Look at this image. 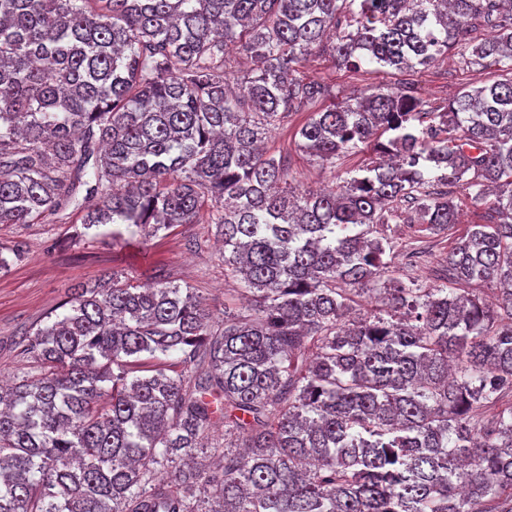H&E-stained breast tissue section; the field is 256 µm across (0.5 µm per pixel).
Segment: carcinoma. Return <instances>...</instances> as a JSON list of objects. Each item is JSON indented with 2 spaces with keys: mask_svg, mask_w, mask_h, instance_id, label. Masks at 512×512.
Returning <instances> with one entry per match:
<instances>
[{
  "mask_svg": "<svg viewBox=\"0 0 512 512\" xmlns=\"http://www.w3.org/2000/svg\"><path fill=\"white\" fill-rule=\"evenodd\" d=\"M327 39L355 71L452 53L506 78L442 109L412 84L339 102L299 76ZM309 108L298 149L375 155L334 192L261 148ZM492 187L445 263L494 306L391 278L344 322L389 267L378 226L411 205L446 230L456 192ZM81 201L75 239L214 225L248 307L216 329L167 280L77 293L20 344L39 370L0 387V512H512V0H0V224ZM218 416L210 470L193 452Z\"/></svg>",
  "mask_w": 512,
  "mask_h": 512,
  "instance_id": "1",
  "label": "carcinoma"
}]
</instances>
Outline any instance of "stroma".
I'll list each match as a JSON object with an SVG mask.
<instances>
[{
  "instance_id": "1",
  "label": "stroma",
  "mask_w": 512,
  "mask_h": 512,
  "mask_svg": "<svg viewBox=\"0 0 512 512\" xmlns=\"http://www.w3.org/2000/svg\"><path fill=\"white\" fill-rule=\"evenodd\" d=\"M303 74L334 85L343 95L380 83L411 82L433 107L445 105L465 86L488 85L501 78L496 69L466 67L452 56L418 72L363 74L334 67L328 55L322 53L310 57ZM306 119V113H292L265 143L271 154L287 153L294 185L331 189L337 185L336 173H354L369 162V153L361 150L350 153L337 169L330 170L296 152L293 135ZM457 204L459 222L445 232H425L417 224L392 225L395 249L390 277L423 288L444 285V259L456 238L468 225L483 224L488 219L487 203L474 202L462 194ZM71 234L67 224H0V256L11 261L8 271L0 272V376L6 381H15L37 368L20 353L22 337L32 335L48 316L61 313L77 288L98 282L105 274L119 272L141 287L164 275L167 280L192 288L219 317L224 314L225 297L238 285L224 270L215 228L208 224L179 225L159 231L148 241L132 227L123 228L121 237H113L108 224L90 229L80 241L72 239ZM419 237L426 240L428 251L416 264H408L403 256L405 246Z\"/></svg>"
}]
</instances>
